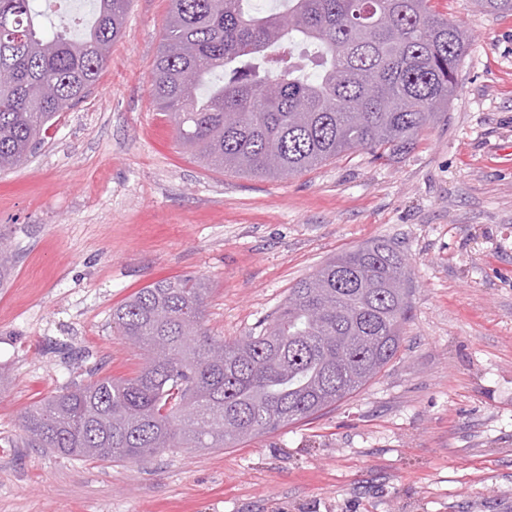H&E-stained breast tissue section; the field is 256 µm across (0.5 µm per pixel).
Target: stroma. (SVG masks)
<instances>
[{"label": "stroma", "instance_id": "35a3bbf8", "mask_svg": "<svg viewBox=\"0 0 512 512\" xmlns=\"http://www.w3.org/2000/svg\"><path fill=\"white\" fill-rule=\"evenodd\" d=\"M471 36L458 92L402 151L286 179L211 170L158 110L168 0H132L98 82L0 173V512H512V15L434 0ZM398 247V355L316 417L220 450L84 461L25 445L51 392L130 377L112 309L163 279L210 288L204 325L258 333L325 260Z\"/></svg>", "mask_w": 512, "mask_h": 512}]
</instances>
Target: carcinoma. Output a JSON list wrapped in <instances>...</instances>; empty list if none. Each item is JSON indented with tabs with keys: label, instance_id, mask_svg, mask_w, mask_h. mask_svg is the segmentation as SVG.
Instances as JSON below:
<instances>
[{
	"label": "carcinoma",
	"instance_id": "obj_1",
	"mask_svg": "<svg viewBox=\"0 0 512 512\" xmlns=\"http://www.w3.org/2000/svg\"><path fill=\"white\" fill-rule=\"evenodd\" d=\"M169 0L151 71L156 105L204 166L291 177L350 152H400L448 111L470 35L431 0ZM83 36L49 31L35 0H0V172L21 165L97 83L130 0H95ZM512 14V0H480ZM413 288L376 241L299 280L256 336L203 327L197 278L141 288L112 310L141 351L132 377H100L22 415L28 448L136 460L228 448L314 416L375 379L404 340Z\"/></svg>",
	"mask_w": 512,
	"mask_h": 512
}]
</instances>
